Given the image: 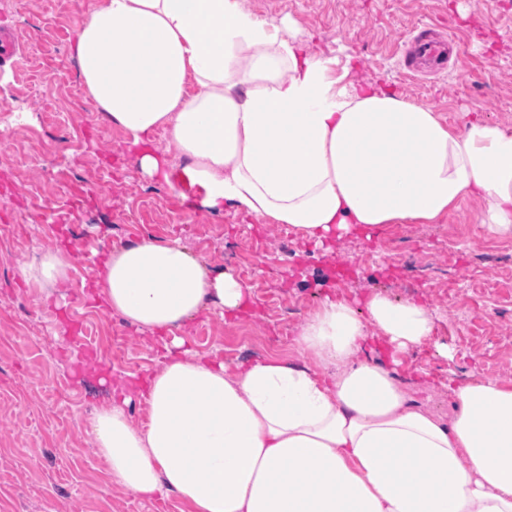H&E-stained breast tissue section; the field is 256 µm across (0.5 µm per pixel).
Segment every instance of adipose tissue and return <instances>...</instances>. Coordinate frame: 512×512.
I'll list each match as a JSON object with an SVG mask.
<instances>
[{
    "instance_id": "1",
    "label": "adipose tissue",
    "mask_w": 512,
    "mask_h": 512,
    "mask_svg": "<svg viewBox=\"0 0 512 512\" xmlns=\"http://www.w3.org/2000/svg\"><path fill=\"white\" fill-rule=\"evenodd\" d=\"M74 55L140 175L167 178L152 144L166 128L212 212L230 206L320 246L433 224L475 198L486 233L512 238L511 133L479 116L454 131L432 106L349 82L240 0H99ZM70 270L59 249L20 274L48 298ZM89 292L164 351L146 377L114 379L112 404L86 422L109 483L131 495H175L180 512H512V386L449 380L445 420L397 378L401 354L432 331L424 305L328 298L295 339L303 364L230 365L178 330L245 310L251 288L179 240L111 247ZM136 399L139 423L126 411Z\"/></svg>"
}]
</instances>
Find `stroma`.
<instances>
[{"instance_id":"35a3bbf8","label":"stroma","mask_w":512,"mask_h":512,"mask_svg":"<svg viewBox=\"0 0 512 512\" xmlns=\"http://www.w3.org/2000/svg\"><path fill=\"white\" fill-rule=\"evenodd\" d=\"M98 0H0V30L15 55L0 58V512H180L175 498L141 499L109 485L86 417L112 398V375H146L162 349L149 333L112 316L83 284L96 277L83 254L113 241L181 239L207 263L249 272L252 315L206 314L183 330L191 346L224 361L294 355L293 338L324 296L380 292L413 299L436 315L431 336L398 369L412 396L442 417L453 408L448 380L512 385V239L487 236L480 203L462 201L436 224H389L353 233L331 251L295 240L278 225L232 208L200 204L165 131L154 145L171 160L168 179L136 173L122 132L101 120L79 77L76 23ZM263 20L288 19L310 53L334 60L356 83L375 82L432 106L449 126L476 114L512 132V0H242ZM447 33L452 63L432 79L404 66L403 49L428 30ZM54 153L53 168L39 158ZM55 208L75 224H47ZM64 247L71 257L67 307L41 299L18 266Z\"/></svg>"}]
</instances>
